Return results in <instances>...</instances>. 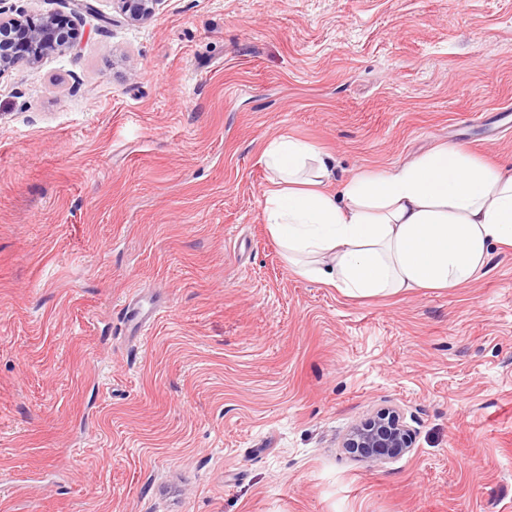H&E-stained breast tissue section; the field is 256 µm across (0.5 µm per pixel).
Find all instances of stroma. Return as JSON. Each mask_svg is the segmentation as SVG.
<instances>
[{
	"instance_id": "stroma-1",
	"label": "stroma",
	"mask_w": 512,
	"mask_h": 512,
	"mask_svg": "<svg viewBox=\"0 0 512 512\" xmlns=\"http://www.w3.org/2000/svg\"><path fill=\"white\" fill-rule=\"evenodd\" d=\"M0 8L77 33L0 75V512H512V251L346 297L283 261L260 161L288 134L339 185L447 144L512 171V0ZM391 407L408 453L343 448ZM161 0H115L120 5L123 15L130 21L141 22L149 20ZM153 308H146L142 300H131L125 310L124 319L128 329H141L153 317Z\"/></svg>"
}]
</instances>
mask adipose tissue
<instances>
[{
  "instance_id": "obj_1",
  "label": "adipose tissue",
  "mask_w": 512,
  "mask_h": 512,
  "mask_svg": "<svg viewBox=\"0 0 512 512\" xmlns=\"http://www.w3.org/2000/svg\"><path fill=\"white\" fill-rule=\"evenodd\" d=\"M261 162L262 221L293 272L354 298L458 288L512 248V174L460 146H444L338 192L313 144L283 135Z\"/></svg>"
}]
</instances>
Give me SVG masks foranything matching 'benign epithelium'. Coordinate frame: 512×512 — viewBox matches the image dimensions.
Listing matches in <instances>:
<instances>
[{
	"mask_svg": "<svg viewBox=\"0 0 512 512\" xmlns=\"http://www.w3.org/2000/svg\"><path fill=\"white\" fill-rule=\"evenodd\" d=\"M123 15L133 22L150 19L160 0H116ZM72 29L57 16L5 17L0 11V75L18 61L37 63L44 56L69 47ZM412 445L410 431L399 415L385 410L354 426L343 442L350 452L377 464L406 453Z\"/></svg>",
	"mask_w": 512,
	"mask_h": 512,
	"instance_id": "7a95c632",
	"label": "benign epithelium"
}]
</instances>
